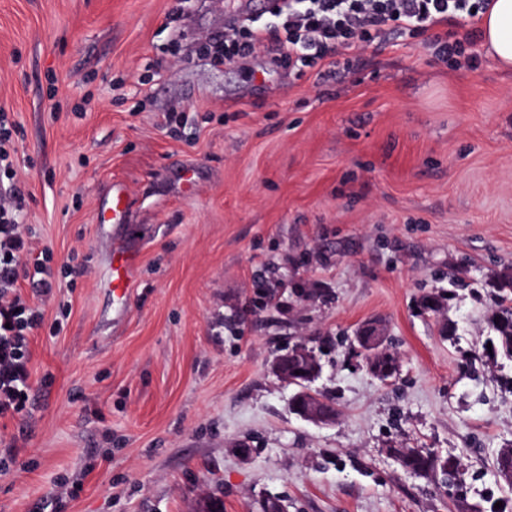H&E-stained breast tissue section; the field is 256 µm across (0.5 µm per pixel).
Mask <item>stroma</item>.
Returning <instances> with one entry per match:
<instances>
[{
  "instance_id": "1",
  "label": "stroma",
  "mask_w": 512,
  "mask_h": 512,
  "mask_svg": "<svg viewBox=\"0 0 512 512\" xmlns=\"http://www.w3.org/2000/svg\"><path fill=\"white\" fill-rule=\"evenodd\" d=\"M226 8L0 0L13 184L62 324L31 338L27 413L0 419V512H512V361L484 350L488 278L512 268V71L395 34L320 82L261 50L219 64L203 45ZM115 180L138 202L119 230L94 220ZM116 238L139 255L121 306ZM373 319L401 358L389 384L353 342ZM301 343L334 425L291 413L272 371ZM394 448L456 457L454 485ZM413 455L403 460L399 465L406 471L415 475L430 477L437 473L436 465L431 457V450L427 448L413 450Z\"/></svg>"
}]
</instances>
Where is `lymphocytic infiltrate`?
I'll use <instances>...</instances> for the list:
<instances>
[{"mask_svg":"<svg viewBox=\"0 0 512 512\" xmlns=\"http://www.w3.org/2000/svg\"><path fill=\"white\" fill-rule=\"evenodd\" d=\"M492 0H283L266 22L232 25L224 30L223 61L233 64L264 48L274 64L302 65L316 78L332 75L338 49L381 43L387 34L424 38L444 61L466 56L478 66L480 32L470 19L485 13ZM21 204L0 203V419L26 410L24 395L31 376L29 338L45 326L39 306L15 292L26 279L36 295L50 297L55 281L48 252H35Z\"/></svg>","mask_w":512,"mask_h":512,"instance_id":"f902f5d3","label":"lymphocytic infiltrate"}]
</instances>
